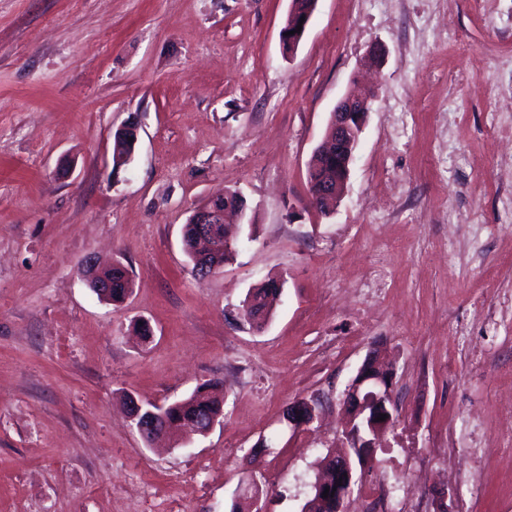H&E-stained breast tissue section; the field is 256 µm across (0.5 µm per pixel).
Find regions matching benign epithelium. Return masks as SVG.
Masks as SVG:
<instances>
[{"mask_svg": "<svg viewBox=\"0 0 512 512\" xmlns=\"http://www.w3.org/2000/svg\"><path fill=\"white\" fill-rule=\"evenodd\" d=\"M368 112L367 101L353 96L341 100L331 113L329 126L332 127V130L326 132L325 139L316 154L325 159L333 155L344 158V173L334 185L327 184L319 192L311 195V202L315 208H320V202L323 200L332 206L340 200L350 176L354 152L366 124ZM137 142L136 124L130 123L118 131L114 155L116 168L119 169L131 161ZM194 223L200 225L226 224V211H224V205L220 199L216 197L210 200V204L206 208L198 211ZM367 365L368 362H363L351 383L344 390L342 406L349 416L348 425L345 428V437L349 447L370 457L373 455L375 442L363 437L359 431L353 429L355 421L369 412L375 417L372 427L389 426L396 420L398 407L393 398L392 370L381 364L376 367V370L370 371L367 369ZM301 404L306 408L304 413L297 412L293 405L288 407L287 423L294 430L312 424L320 413L321 401L315 396L302 400ZM383 414L387 415V418L383 421L377 420V417ZM128 417L132 425L146 440L170 434L168 428L163 425L165 415L145 409L134 398L128 402ZM354 476L355 467L351 457H336V491L334 494L337 502L343 504L347 501L354 483Z\"/></svg>", "mask_w": 512, "mask_h": 512, "instance_id": "7a95c632", "label": "benign epithelium"}]
</instances>
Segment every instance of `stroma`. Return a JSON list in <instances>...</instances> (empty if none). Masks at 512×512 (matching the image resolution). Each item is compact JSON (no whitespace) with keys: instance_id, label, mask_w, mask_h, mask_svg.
Returning a JSON list of instances; mask_svg holds the SVG:
<instances>
[{"instance_id":"1","label":"stroma","mask_w":512,"mask_h":512,"mask_svg":"<svg viewBox=\"0 0 512 512\" xmlns=\"http://www.w3.org/2000/svg\"><path fill=\"white\" fill-rule=\"evenodd\" d=\"M478 2L318 0L289 54L290 0H0V512H232L252 481L300 512L374 348L399 418L348 512H436L443 488L450 512H512V0ZM351 92L369 112L327 215L308 168ZM227 190L251 230L201 278L183 227ZM90 261L129 271L123 304ZM271 278L258 332L242 304ZM209 381L208 435L126 419ZM128 138H131V141H128ZM137 142L138 135L135 123H130L118 131L114 155V166L116 169H120L131 161ZM297 403H293L288 407V427L293 430H298L302 427L309 426L312 424L319 416L321 401L318 397H310L309 399H301ZM301 403L303 407L306 408V412L299 413L295 410V407Z\"/></svg>"}]
</instances>
